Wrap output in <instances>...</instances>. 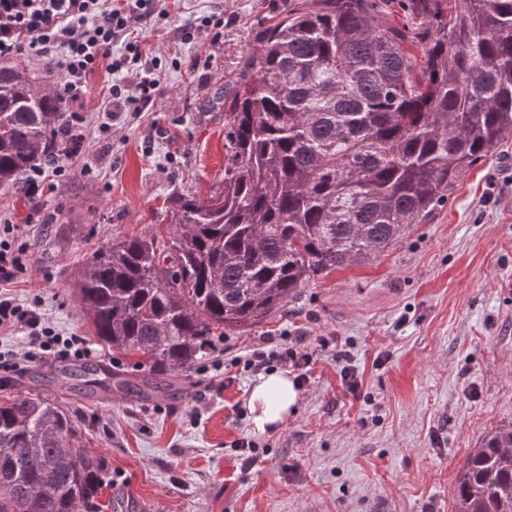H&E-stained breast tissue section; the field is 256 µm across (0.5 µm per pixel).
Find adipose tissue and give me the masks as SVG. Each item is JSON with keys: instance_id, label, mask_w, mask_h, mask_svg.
<instances>
[{"instance_id": "1", "label": "adipose tissue", "mask_w": 512, "mask_h": 512, "mask_svg": "<svg viewBox=\"0 0 512 512\" xmlns=\"http://www.w3.org/2000/svg\"><path fill=\"white\" fill-rule=\"evenodd\" d=\"M298 397L295 384L287 373L259 376L247 401L254 429L260 433L278 430L295 409Z\"/></svg>"}]
</instances>
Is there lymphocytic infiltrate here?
Listing matches in <instances>:
<instances>
[{"mask_svg":"<svg viewBox=\"0 0 512 512\" xmlns=\"http://www.w3.org/2000/svg\"><path fill=\"white\" fill-rule=\"evenodd\" d=\"M160 0H0V59L25 56L55 62L61 98L83 100L88 77L101 61L120 77L109 88L113 114L142 112L154 106L160 79L137 30L153 17ZM123 42L124 52L113 57L112 45ZM85 119L72 112L65 123L64 159H53L21 180V191L35 198L65 175L70 158L76 157L85 139ZM17 224L0 225V335L26 333L27 349L21 359L31 362L46 357L91 356L80 337L58 336L39 310V300L19 302L6 285L25 271L29 246Z\"/></svg>","mask_w":512,"mask_h":512,"instance_id":"f902f5d3","label":"lymphocytic infiltrate"}]
</instances>
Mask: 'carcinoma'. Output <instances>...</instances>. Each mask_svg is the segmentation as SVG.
<instances>
[{"mask_svg": "<svg viewBox=\"0 0 512 512\" xmlns=\"http://www.w3.org/2000/svg\"><path fill=\"white\" fill-rule=\"evenodd\" d=\"M418 2L431 25L412 34L382 27L369 0H321L268 27L224 113L219 188L173 194L162 235L115 241L80 269L92 335L141 358L140 392L312 279L384 252L512 137V0ZM62 128L59 97L0 68V188ZM73 435L44 400L0 403V512L90 508L102 467ZM454 499V512H512V425L469 452Z\"/></svg>", "mask_w": 512, "mask_h": 512, "instance_id": "cac0c4a2", "label": "carcinoma"}]
</instances>
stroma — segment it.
I'll list each match as a JSON object with an SVG mask.
<instances>
[{
	"label": "stroma",
	"instance_id": "obj_1",
	"mask_svg": "<svg viewBox=\"0 0 512 512\" xmlns=\"http://www.w3.org/2000/svg\"><path fill=\"white\" fill-rule=\"evenodd\" d=\"M319 0H181L143 27L158 57L151 111L111 117L106 68L80 109L87 138L53 190H0V221L22 227L32 267L11 284L91 358L50 357L6 372L0 402L29 393L68 413L72 443L105 465L94 512L136 497L155 512H454L471 448L512 424V139L469 169L395 245L300 288L266 321L228 330L205 359L171 372L164 395L120 387L140 373L93 342L73 283L108 242L161 233L174 193L208 198L224 176V109L263 31ZM219 27L184 40L203 16ZM312 354L297 410L256 434L245 361L263 339ZM336 340L322 348L321 339ZM360 387L349 394L336 350ZM257 440L254 461L237 449Z\"/></svg>",
	"mask_w": 512,
	"mask_h": 512
}]
</instances>
